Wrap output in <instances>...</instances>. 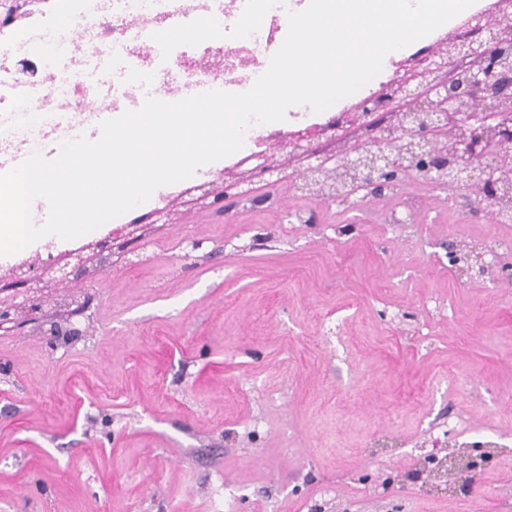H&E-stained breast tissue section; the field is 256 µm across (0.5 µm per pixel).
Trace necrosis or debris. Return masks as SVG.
<instances>
[{"label": "necrosis or debris", "instance_id": "4bbe7bcc", "mask_svg": "<svg viewBox=\"0 0 512 512\" xmlns=\"http://www.w3.org/2000/svg\"><path fill=\"white\" fill-rule=\"evenodd\" d=\"M309 0H51L0 29V169L41 151L60 127L84 129L89 106L120 116L152 96L190 97L197 82L249 90L269 65L288 12ZM70 24L58 30L59 16ZM205 28L207 58L188 55V34ZM309 106L288 110L284 125L250 121L244 150L271 148L284 126L313 128Z\"/></svg>", "mask_w": 512, "mask_h": 512}]
</instances>
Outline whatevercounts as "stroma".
<instances>
[{"label":"stroma","instance_id":"obj_1","mask_svg":"<svg viewBox=\"0 0 512 512\" xmlns=\"http://www.w3.org/2000/svg\"><path fill=\"white\" fill-rule=\"evenodd\" d=\"M269 191L170 194L151 259L71 274L83 336L0 333V512H512V224L415 178L348 212ZM436 440L495 462L424 494Z\"/></svg>","mask_w":512,"mask_h":512}]
</instances>
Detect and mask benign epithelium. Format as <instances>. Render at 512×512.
Instances as JSON below:
<instances>
[{"label": "benign epithelium", "mask_w": 512, "mask_h": 512, "mask_svg": "<svg viewBox=\"0 0 512 512\" xmlns=\"http://www.w3.org/2000/svg\"><path fill=\"white\" fill-rule=\"evenodd\" d=\"M512 28L502 27L489 32L486 40L470 37L456 39L449 51L437 50L421 54L408 64L387 95H378L360 105L367 116L388 102L387 115L366 122L369 139L347 143L339 134L344 124L330 120L317 130H299L284 137L277 147L279 154L251 153L243 157L235 171L221 184L204 183L185 191L189 202L204 208L207 199L221 194L224 210L250 203L273 205L272 198L258 183L268 175L266 185L289 181V188L302 197L311 195L307 175L318 173L330 165H339L354 192L343 205L354 209L365 200L389 199L410 177H419L436 187L447 188L481 183L486 193L474 203L482 208L489 204L499 188L501 175L512 174V157L505 158L501 145L512 142ZM453 140L457 158L448 167V140ZM399 145L400 159H395L392 146ZM305 164L304 171L295 176H282L293 161ZM495 256L493 250L470 259L460 275L469 279L489 274L492 262L485 255ZM73 259L84 278L93 279L101 270L104 257L99 253H71L60 259L49 256L44 266L28 279L31 296L0 315V330L9 332L29 321L30 312L40 308L39 293L48 284H68L66 261ZM70 298L59 301L60 312L45 316L39 323V333L69 340L82 335L73 326L72 318L83 315L87 301L69 290ZM491 462L486 456L482 465ZM447 473H463L467 483H445L444 491L465 492L472 486L480 466L472 465L471 457L449 458Z\"/></svg>", "instance_id": "7a95c632"}]
</instances>
